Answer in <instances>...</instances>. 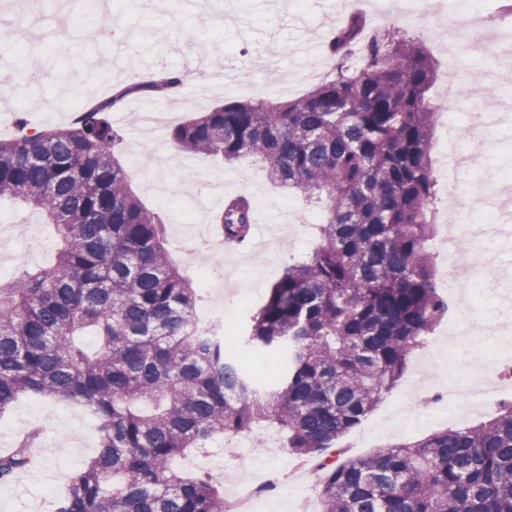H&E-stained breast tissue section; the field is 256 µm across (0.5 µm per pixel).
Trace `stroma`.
Returning a JSON list of instances; mask_svg holds the SVG:
<instances>
[{
    "mask_svg": "<svg viewBox=\"0 0 512 512\" xmlns=\"http://www.w3.org/2000/svg\"><path fill=\"white\" fill-rule=\"evenodd\" d=\"M428 2L429 9L411 32L432 54L437 73L442 76L455 53L437 29L438 15L448 0ZM58 8L55 14L37 10L27 17L0 18V24L14 33L16 57L38 59L47 73L45 80L35 85L27 81L13 59L0 58V79L9 78L13 88L10 96L0 97V138L17 133L16 116L21 112L29 113L41 130L66 126L62 114L69 110L74 98L94 100L104 97L111 89L105 78L115 49L107 37L108 24L90 22L84 0H60ZM111 10L121 18L125 30L138 34L129 47L131 68H141L148 63L145 33L162 32L166 63L179 69L185 86L197 92L194 100L184 102L179 108L178 115L184 118L208 111L227 100H257L280 95L277 77L265 74L251 75L249 86L225 94L205 91L204 77L214 72V62L219 58L232 60L246 70L253 56L275 51L288 76V90L283 95L289 100L322 83L327 70L334 67L333 60H326L324 71L303 76L293 53L312 32H328L340 19L343 4L341 0H312L306 11L301 12L292 0H254L253 5L243 11L246 24L240 30L222 29L212 16L198 13L173 18L164 9L150 13L131 11L126 7V0H112ZM271 14L277 15L278 23L268 29L264 23ZM61 27L84 41L81 54L64 52L54 40V31ZM508 104L512 105V83L493 82L484 62L469 63L466 84L458 102L459 112H493ZM136 113V107L128 105L111 115L113 125L123 137L118 157L128 169L132 188L144 204L166 215L169 236L185 231L183 215L195 210L198 199L207 195L213 198L209 209L215 212L221 208L225 196L248 194L253 200L257 223L271 227L269 237L275 240L276 246L255 262L244 263L242 254L227 251L210 261L214 269L223 272L224 279L202 293L198 308L222 315L232 326V339H239L247 330L250 315L267 300L289 255L313 247L316 238L309 224V208L305 200H298L289 217V226L273 225L283 192L262 177L257 162L247 158L228 165L204 158L200 161V173L187 175L184 170L187 157L172 155L168 147L169 133L165 130L155 138L156 151L138 153ZM0 217L12 224L14 233L5 266L38 270L54 263L61 242L53 225L44 223L37 212L10 201L0 203ZM447 355V344L429 339L410 362L402 382L363 421V428L379 432L374 450L490 419L487 411L448 418L421 397L409 395V382L429 386L453 380L454 375L446 363ZM84 413V407L75 403L27 395L9 412L0 415V444L5 448L15 447L20 430L29 426L38 428L42 442L50 446L41 464L11 484L0 485V512H49L53 494L64 490L70 471L84 466L98 450L94 428L80 426ZM267 438V431L256 430L244 446L216 448L210 454L195 456L194 468L209 473L218 484L228 486L268 466L288 467L292 462L288 449L281 447L270 451Z\"/></svg>",
    "mask_w": 512,
    "mask_h": 512,
    "instance_id": "stroma-1",
    "label": "stroma"
}]
</instances>
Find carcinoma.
<instances>
[{
  "label": "carcinoma",
  "instance_id": "1",
  "mask_svg": "<svg viewBox=\"0 0 512 512\" xmlns=\"http://www.w3.org/2000/svg\"><path fill=\"white\" fill-rule=\"evenodd\" d=\"M333 77L295 100L228 101L175 125L176 154L256 157L267 179L322 209L319 242L288 263L245 342L281 358L246 372L222 336L193 330L198 289L167 249L115 157L108 116L128 98L178 89L164 67L120 86L53 130L0 139V200H22L62 242L48 269L0 280V414L27 394L86 407L99 450L53 512H225L224 491L175 460L264 423L296 460L323 459L321 512H512V402L485 423L446 428L372 455L338 453L403 377L448 306L429 252L434 67L394 28L364 37L347 16L330 41ZM253 204L224 202L227 249L249 241ZM97 339L86 348L78 336ZM33 431L0 455V484L38 459Z\"/></svg>",
  "mask_w": 512,
  "mask_h": 512
}]
</instances>
